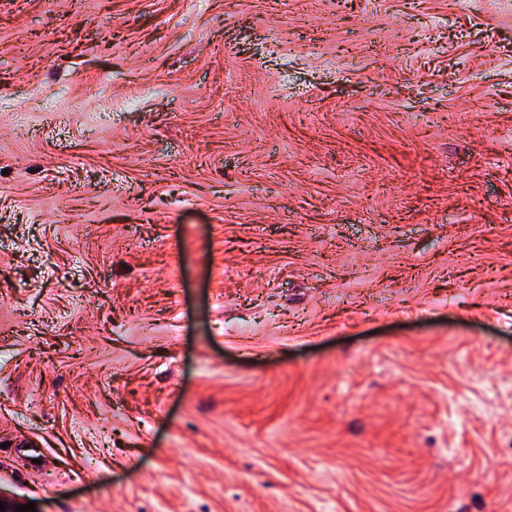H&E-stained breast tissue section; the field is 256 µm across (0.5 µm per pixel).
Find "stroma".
<instances>
[{
  "label": "stroma",
  "instance_id": "obj_1",
  "mask_svg": "<svg viewBox=\"0 0 512 512\" xmlns=\"http://www.w3.org/2000/svg\"><path fill=\"white\" fill-rule=\"evenodd\" d=\"M0 497L512 512V0H0Z\"/></svg>",
  "mask_w": 512,
  "mask_h": 512
}]
</instances>
